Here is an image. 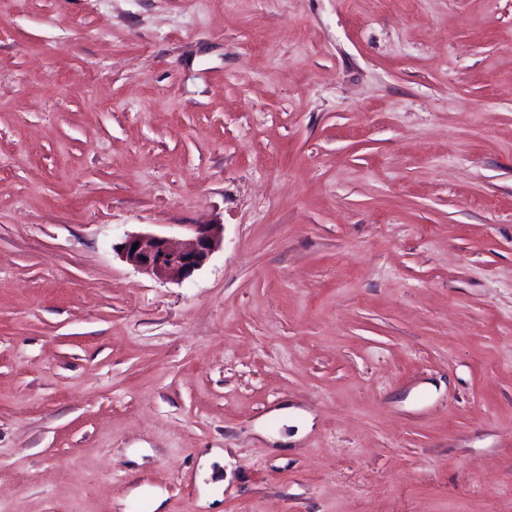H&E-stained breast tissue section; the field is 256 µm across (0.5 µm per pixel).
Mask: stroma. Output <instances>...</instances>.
I'll use <instances>...</instances> for the list:
<instances>
[{
    "mask_svg": "<svg viewBox=\"0 0 512 512\" xmlns=\"http://www.w3.org/2000/svg\"><path fill=\"white\" fill-rule=\"evenodd\" d=\"M0 512H512V0H0ZM219 224H199L193 239L184 246L153 233L127 235L115 248L128 264L162 282H179L191 277L208 261L223 240ZM138 243L136 250H132ZM122 246V250H119Z\"/></svg>",
    "mask_w": 512,
    "mask_h": 512,
    "instance_id": "stroma-1",
    "label": "stroma"
}]
</instances>
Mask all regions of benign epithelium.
<instances>
[{
    "label": "benign epithelium",
    "mask_w": 512,
    "mask_h": 512,
    "mask_svg": "<svg viewBox=\"0 0 512 512\" xmlns=\"http://www.w3.org/2000/svg\"><path fill=\"white\" fill-rule=\"evenodd\" d=\"M222 240L223 225L200 224L184 246L153 233H136L124 238L119 254L135 269L159 281L179 282L201 269Z\"/></svg>",
    "instance_id": "benign-epithelium-1"
}]
</instances>
